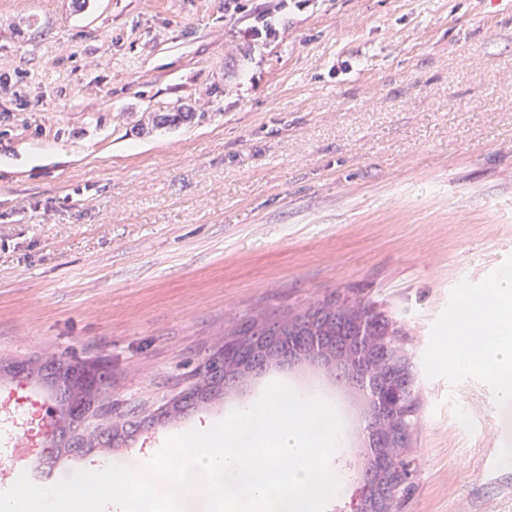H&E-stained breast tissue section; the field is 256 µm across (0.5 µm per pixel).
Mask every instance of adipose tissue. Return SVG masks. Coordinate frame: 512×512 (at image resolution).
<instances>
[{"mask_svg":"<svg viewBox=\"0 0 512 512\" xmlns=\"http://www.w3.org/2000/svg\"><path fill=\"white\" fill-rule=\"evenodd\" d=\"M493 294L500 305L487 312L488 317L493 320V340L488 355L484 360H476L466 343L467 336L473 331V310L464 304L459 309L458 334L451 348L449 367L457 372H464L478 365L487 369L499 392V412L506 415L512 413V263L503 265Z\"/></svg>","mask_w":512,"mask_h":512,"instance_id":"1","label":"adipose tissue"}]
</instances>
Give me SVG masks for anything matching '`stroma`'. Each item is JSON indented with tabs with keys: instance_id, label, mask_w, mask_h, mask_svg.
I'll list each match as a JSON object with an SVG mask.
<instances>
[{
	"instance_id": "1",
	"label": "stroma",
	"mask_w": 512,
	"mask_h": 512,
	"mask_svg": "<svg viewBox=\"0 0 512 512\" xmlns=\"http://www.w3.org/2000/svg\"><path fill=\"white\" fill-rule=\"evenodd\" d=\"M508 261L512 0H0V359L101 364L112 422L243 319L361 298L419 388L402 512H512L488 376L448 369L458 304ZM273 378L336 388L272 362L56 477L142 469Z\"/></svg>"
}]
</instances>
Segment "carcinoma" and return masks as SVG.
<instances>
[{
  "mask_svg": "<svg viewBox=\"0 0 512 512\" xmlns=\"http://www.w3.org/2000/svg\"><path fill=\"white\" fill-rule=\"evenodd\" d=\"M350 300L325 302L292 319L269 322L261 316L247 319L227 332L242 336L241 345L250 348L257 344L268 354L283 356L289 362L310 359L317 349L332 361L331 368L367 399L366 435L368 454L360 480L375 485L373 495L365 502L364 512H384L385 502L393 497L398 487V471L410 467L406 457H389L385 453L386 435L379 427V417L387 410L396 413L406 426V432L394 438L398 446L406 447L409 429L414 426L416 393L408 359L398 343L400 327L376 304L364 303V313L348 309ZM26 376L34 379L59 399L58 418L55 421L62 443L50 457L53 465L63 454L76 449L111 448L117 442L134 439L142 430V421L128 419L120 425L105 424L93 433H79L77 427L91 405V399L56 388L60 375H69L80 389L92 390L100 397L107 386V376L84 364L72 365L61 359L42 358L24 364ZM396 395L391 407L382 404L388 394ZM224 397V388L205 384L197 396L185 398L182 403L165 404L158 408L156 420L171 422L181 415Z\"/></svg>",
  "mask_w": 512,
  "mask_h": 512,
  "instance_id": "obj_1",
  "label": "carcinoma"
}]
</instances>
